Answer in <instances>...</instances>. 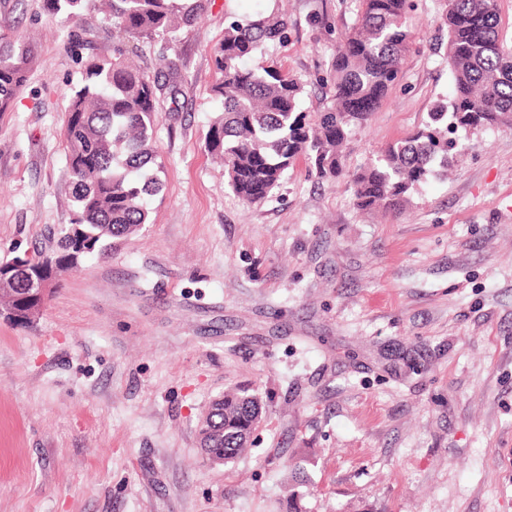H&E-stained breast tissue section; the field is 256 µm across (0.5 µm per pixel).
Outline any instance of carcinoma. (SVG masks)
Returning a JSON list of instances; mask_svg holds the SVG:
<instances>
[{
	"label": "carcinoma",
	"mask_w": 512,
	"mask_h": 512,
	"mask_svg": "<svg viewBox=\"0 0 512 512\" xmlns=\"http://www.w3.org/2000/svg\"><path fill=\"white\" fill-rule=\"evenodd\" d=\"M207 2L43 0L46 14L68 25L71 50L82 46L74 26L95 13L126 37L156 47L158 61L153 76L121 45L113 47L110 59L84 61L64 130L75 218L59 231L48 266L53 276L74 269L81 254L135 235L147 223L143 196L159 188L152 145L163 91L158 76L178 74L176 45ZM357 2L355 24L331 61L332 103L313 114L301 110L303 87L295 79L276 66L257 72L244 65L265 44L287 38L288 18L258 15L224 28L214 50L219 77L211 88L224 110L209 127L205 147L224 162L227 187L241 201L267 197L301 156L310 160L317 180L340 176L348 142L398 78L411 39L409 0ZM441 26L448 33L453 96L434 105L422 128L388 145L353 174L360 210L399 215L430 177L448 174L458 152V142L448 135L460 129L512 130V50L501 35L498 0H446ZM36 55L34 43L0 32V112L11 107ZM264 414L265 403L255 390H225L198 426L205 458L226 467L247 453Z\"/></svg>",
	"instance_id": "obj_1"
}]
</instances>
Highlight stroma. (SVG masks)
<instances>
[{
	"label": "stroma",
	"instance_id": "stroma-1",
	"mask_svg": "<svg viewBox=\"0 0 512 512\" xmlns=\"http://www.w3.org/2000/svg\"><path fill=\"white\" fill-rule=\"evenodd\" d=\"M444 4L412 0L413 49L343 176L302 157L246 204L205 150L227 21L287 14L251 64L319 112L357 2L210 0L159 100L147 224L59 276L34 322L0 316V512H512V130L460 132L452 175L399 216L357 209L350 181L452 96ZM8 27L38 56L0 112V262L74 218L63 130L83 73L42 0H0ZM234 386L267 413L214 467L197 424Z\"/></svg>",
	"mask_w": 512,
	"mask_h": 512
}]
</instances>
